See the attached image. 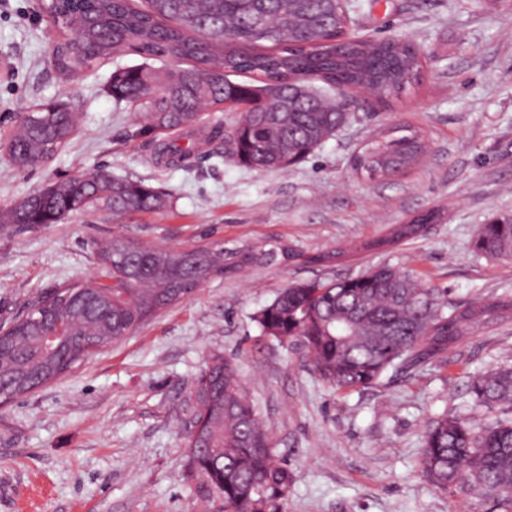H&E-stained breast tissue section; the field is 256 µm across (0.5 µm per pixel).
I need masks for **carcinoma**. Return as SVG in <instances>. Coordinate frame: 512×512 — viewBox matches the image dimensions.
I'll list each match as a JSON object with an SVG mask.
<instances>
[{
	"label": "carcinoma",
	"mask_w": 512,
	"mask_h": 512,
	"mask_svg": "<svg viewBox=\"0 0 512 512\" xmlns=\"http://www.w3.org/2000/svg\"><path fill=\"white\" fill-rule=\"evenodd\" d=\"M59 22L55 67L65 78L98 61L137 51L146 63L112 72L108 94L139 112L157 142V165H182L199 150L189 130L201 112L241 110L232 129L230 155L260 170H285L336 135L349 113L330 91L367 90L382 102L420 83L424 60L409 38L393 34L369 40L348 35L349 9L337 0H48ZM171 65L155 68L147 60ZM252 75L247 81L229 79ZM314 78L325 85L307 84ZM79 117L61 102L33 107L7 140L12 165L35 168L62 151ZM421 134L371 143L356 156L367 175L394 176L416 164ZM165 196L142 181L120 179L106 168L41 189L0 212V224H57L93 209L111 216L160 210ZM441 214L426 211L366 244L392 249L420 236ZM488 257L512 255V218L484 224L474 242ZM296 257L281 245L226 248L221 243L177 250L147 248L111 238L99 259L112 283L80 281L46 294V306L17 318L0 337V392L28 395L70 372L86 358L137 328L206 281L245 266ZM512 311L511 299L448 303V293L426 286L390 264L342 280L291 284L254 316L263 333L310 356L313 371L340 389L368 388L391 368L420 361L446 363L467 331ZM68 328L55 349L40 342L57 324ZM199 404L188 415L199 425L187 439L186 476L200 496L223 512H281L293 477L275 454L234 363L213 356L197 376ZM474 405L493 418H434L423 436L422 473L439 490L474 493L512 512V365L472 376Z\"/></svg>",
	"instance_id": "obj_1"
}]
</instances>
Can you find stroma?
<instances>
[{
    "instance_id": "stroma-1",
    "label": "stroma",
    "mask_w": 512,
    "mask_h": 512,
    "mask_svg": "<svg viewBox=\"0 0 512 512\" xmlns=\"http://www.w3.org/2000/svg\"><path fill=\"white\" fill-rule=\"evenodd\" d=\"M356 34L401 32L425 72L400 100L368 99L304 161L262 171L202 146L182 167L152 161L143 118L116 106L112 72L140 64L129 51L71 78L53 64L57 38L39 0H0V139L35 104L80 114L67 146L20 172L0 147V210L56 181L105 167L162 190L167 205L112 218L95 211L60 224H0V327L60 284L106 276L95 245L119 236L188 249L288 245L295 259L211 280L34 393L0 406V512H217L185 473L187 397L211 356L237 367L293 486L282 512H487L465 493L434 488L420 466L422 436L443 413L481 419L469 377L512 364V318L479 328L449 363L386 372L338 390L300 348L263 334L255 313L291 284L335 281L380 263L408 271L448 301L512 296V257L474 251L482 225L512 218V0H351ZM419 130L421 160L369 178L354 159L394 128ZM431 208L445 212L394 251H360ZM339 250L337 261L307 258Z\"/></svg>"
}]
</instances>
